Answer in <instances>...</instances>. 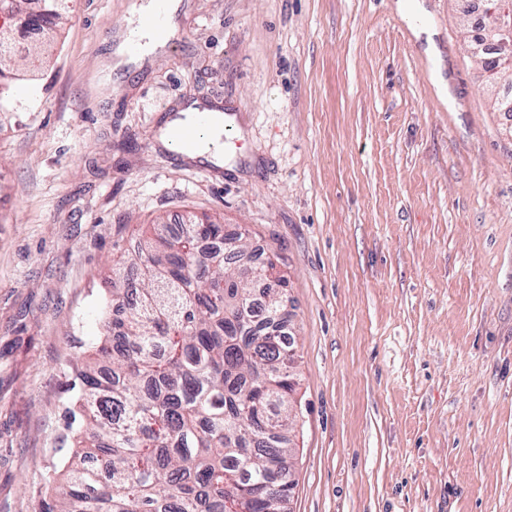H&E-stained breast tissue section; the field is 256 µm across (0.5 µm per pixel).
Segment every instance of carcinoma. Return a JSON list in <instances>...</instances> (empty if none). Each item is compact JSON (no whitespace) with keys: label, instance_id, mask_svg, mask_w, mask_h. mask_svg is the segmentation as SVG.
<instances>
[{"label":"carcinoma","instance_id":"obj_1","mask_svg":"<svg viewBox=\"0 0 512 512\" xmlns=\"http://www.w3.org/2000/svg\"><path fill=\"white\" fill-rule=\"evenodd\" d=\"M67 13L60 0H0V15L34 35L22 56L0 32V88L42 74ZM481 30L477 55L493 79L506 52ZM248 232L216 222L153 225L133 265L135 291L112 289L125 314L104 324L98 359L73 368L77 439L58 495L42 512H288V426L301 408L288 281L261 302L276 263L252 258Z\"/></svg>","mask_w":512,"mask_h":512}]
</instances>
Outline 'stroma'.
I'll return each instance as SVG.
<instances>
[{
    "instance_id": "obj_1",
    "label": "stroma",
    "mask_w": 512,
    "mask_h": 512,
    "mask_svg": "<svg viewBox=\"0 0 512 512\" xmlns=\"http://www.w3.org/2000/svg\"><path fill=\"white\" fill-rule=\"evenodd\" d=\"M133 0H78L0 104V512H41L73 451L66 384L152 224L211 217L293 301L291 512H512V112L468 46L480 0H180L112 70ZM234 118L224 163L166 148ZM210 122V114L200 113L194 124L177 127L172 132L175 145L182 152L191 151L202 138L204 130Z\"/></svg>"
}]
</instances>
